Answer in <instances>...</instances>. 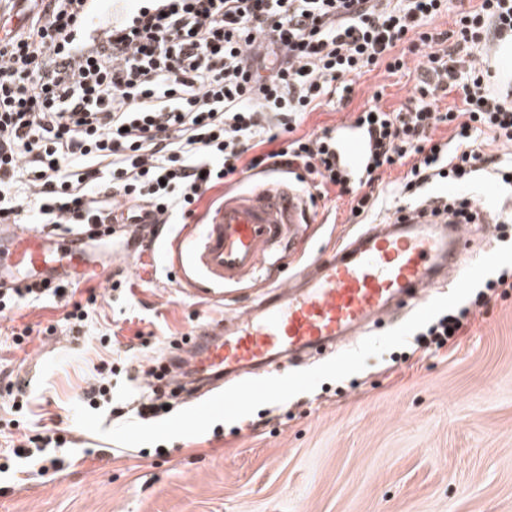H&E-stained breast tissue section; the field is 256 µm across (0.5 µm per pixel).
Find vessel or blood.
I'll return each mask as SVG.
<instances>
[{
    "label": "vessel or blood",
    "instance_id": "vessel-or-blood-1",
    "mask_svg": "<svg viewBox=\"0 0 512 512\" xmlns=\"http://www.w3.org/2000/svg\"><path fill=\"white\" fill-rule=\"evenodd\" d=\"M107 14L125 20L129 0H98L89 25ZM366 152L352 130L339 137L336 153L347 166L360 167ZM305 210L302 192L268 182L249 194L225 196L204 223L188 225L187 262L196 274L188 282L190 294L218 301L225 286L261 278L272 283L239 316L199 327L186 339L206 374L203 389L266 369L276 358L291 361L345 342L375 321H397L404 308L424 302L431 286L459 271L468 245L465 225L453 218L445 224H378L329 258L279 278ZM3 264L32 280L53 278L65 267L74 284L109 274L85 257L77 238L54 246L47 233L24 224L0 225Z\"/></svg>",
    "mask_w": 512,
    "mask_h": 512
}]
</instances>
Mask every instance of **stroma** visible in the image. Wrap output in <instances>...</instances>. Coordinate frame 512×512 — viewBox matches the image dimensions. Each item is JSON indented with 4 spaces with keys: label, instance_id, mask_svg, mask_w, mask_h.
<instances>
[{
    "label": "stroma",
    "instance_id": "1",
    "mask_svg": "<svg viewBox=\"0 0 512 512\" xmlns=\"http://www.w3.org/2000/svg\"><path fill=\"white\" fill-rule=\"evenodd\" d=\"M417 78L381 68L347 77V105L307 114L300 130L351 121L378 90L384 110L407 106ZM307 218L292 272L362 230L334 190ZM124 278L116 290L96 283L79 338L50 301L0 318V463L23 433L58 428L72 441L55 451L61 469L17 459L1 472L0 512H512V293L477 309L455 351L426 356L405 346L399 360L368 358L356 375L203 435L127 447L75 423L71 405L96 368L112 365L101 406L108 429L133 419L148 393L144 366L165 338L234 317L261 290L247 284L220 302L189 297L163 247L139 253ZM16 324L34 328L18 348ZM139 332L149 344L127 351ZM112 333L117 344L103 345ZM16 381L29 410L15 429L7 386ZM115 402L122 416L111 415Z\"/></svg>",
    "mask_w": 512,
    "mask_h": 512
}]
</instances>
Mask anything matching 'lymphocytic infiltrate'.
<instances>
[{
	"label": "lymphocytic infiltrate",
	"instance_id": "f902f5d3",
	"mask_svg": "<svg viewBox=\"0 0 512 512\" xmlns=\"http://www.w3.org/2000/svg\"><path fill=\"white\" fill-rule=\"evenodd\" d=\"M95 0H49L27 30L0 39V223L34 213L49 231L99 241L126 219L182 224L201 197L258 168L296 175L309 201L338 187L351 214L379 203L381 169L408 164L390 187L407 210L476 223L467 197L426 196L435 184L484 175L512 186V159L486 155L482 133L512 145V101L490 84L471 52L512 35V0L459 10L455 40L431 27L447 0H151L104 37L85 33ZM414 66L413 105L357 114L369 153L365 179L348 185L330 130L296 135L303 114L332 104L337 84L378 66ZM460 90L462 107L439 109L438 91ZM450 141L434 140L439 126ZM512 290V271L415 334L437 351L463 332L490 292ZM61 282L0 288V317L45 300L81 335L87 308Z\"/></svg>",
	"mask_w": 512,
	"mask_h": 512
}]
</instances>
